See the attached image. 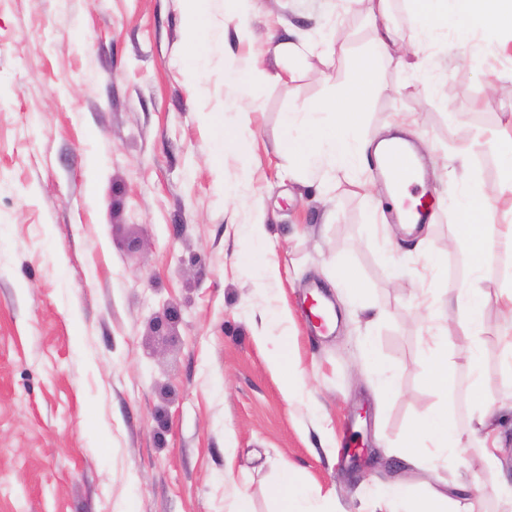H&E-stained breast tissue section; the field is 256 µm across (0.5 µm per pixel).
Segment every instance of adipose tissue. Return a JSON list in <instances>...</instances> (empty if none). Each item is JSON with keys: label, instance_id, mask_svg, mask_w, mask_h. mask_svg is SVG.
I'll return each instance as SVG.
<instances>
[{"label": "adipose tissue", "instance_id": "adipose-tissue-1", "mask_svg": "<svg viewBox=\"0 0 512 512\" xmlns=\"http://www.w3.org/2000/svg\"><path fill=\"white\" fill-rule=\"evenodd\" d=\"M373 20L374 53L365 56L353 73V79L346 90L347 100L361 102L364 96L376 89V73L382 60L402 64V57L394 53L398 43L397 35L389 20L390 0H369ZM421 28L433 32L447 25L449 12L471 22L482 29L512 32V0H414ZM369 139L362 136L355 122L354 114L339 112L334 102L318 104L306 112L286 113L280 147L288 158L289 178L302 177L312 169L329 172L336 170L359 175L361 162ZM512 199V184L487 190L465 187L458 202L459 221L458 244L467 250L473 271L456 294L449 299L447 307L437 309L436 319L458 316L462 331L470 340H479L483 332L484 312L487 299L478 279L485 261L486 243L494 239L512 245V225L488 224L494 215L499 200ZM494 405L478 403L471 415L467 432L461 433L448 423V407L426 411L418 419L415 433L426 434L429 445L442 452L461 447L465 437L478 438L483 448L487 465L498 461V439L491 426L495 413ZM484 492L473 487L469 503L463 504L437 489L417 490L407 483H400L390 491L392 500L399 505L400 512H475Z\"/></svg>", "mask_w": 512, "mask_h": 512}]
</instances>
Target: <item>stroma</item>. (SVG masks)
Segmentation results:
<instances>
[{"mask_svg": "<svg viewBox=\"0 0 512 512\" xmlns=\"http://www.w3.org/2000/svg\"><path fill=\"white\" fill-rule=\"evenodd\" d=\"M254 6L243 42L227 0H206L190 81L185 0H0V512H231L243 494L276 512L286 471L315 512H374L404 478L460 500L476 485L483 512H512L495 495L512 483V416L494 468L476 441L421 465L403 454L426 410L462 428L477 400L512 405L504 247L479 273L480 389L455 318L453 382L427 374L431 313L469 276L460 191L512 177L470 148L512 123V49L453 17L424 33L391 0L406 63L379 69L358 110L372 137L406 119L425 157L434 215L408 236L384 185L283 175V115L339 98L371 41L367 0ZM330 34V64L272 52ZM419 56L431 71L411 69ZM430 246L447 253L437 277ZM341 272L362 300L333 288ZM314 289L336 312L324 330L304 311ZM276 344L306 377L297 397ZM360 444L375 459L356 468Z\"/></svg>", "mask_w": 512, "mask_h": 512, "instance_id": "1", "label": "stroma"}]
</instances>
